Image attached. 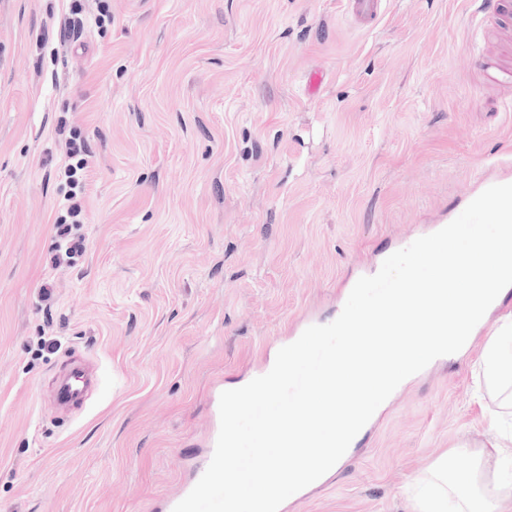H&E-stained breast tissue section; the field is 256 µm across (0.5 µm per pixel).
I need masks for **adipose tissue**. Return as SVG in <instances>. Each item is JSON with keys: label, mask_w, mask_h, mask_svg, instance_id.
Segmentation results:
<instances>
[{"label": "adipose tissue", "mask_w": 512, "mask_h": 512, "mask_svg": "<svg viewBox=\"0 0 512 512\" xmlns=\"http://www.w3.org/2000/svg\"><path fill=\"white\" fill-rule=\"evenodd\" d=\"M484 384L497 402L499 415L512 417V320L495 326L484 350ZM507 440H494L473 447L459 442L454 453L468 458L467 470L451 469L447 461L437 462L423 477L427 494L418 512H512V481L503 480L500 468L502 448Z\"/></svg>", "instance_id": "adipose-tissue-1"}]
</instances>
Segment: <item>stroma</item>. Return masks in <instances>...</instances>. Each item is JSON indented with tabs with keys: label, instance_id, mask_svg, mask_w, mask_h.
Returning a JSON list of instances; mask_svg holds the SVG:
<instances>
[{
	"label": "stroma",
	"instance_id": "stroma-1",
	"mask_svg": "<svg viewBox=\"0 0 512 512\" xmlns=\"http://www.w3.org/2000/svg\"><path fill=\"white\" fill-rule=\"evenodd\" d=\"M492 63L512 66V0H381L371 21L347 0H0V512H166L225 388L512 178ZM75 131L77 191L59 170ZM71 193L85 251L59 260ZM487 339L411 376L281 512H411L429 465L498 436ZM75 351L99 385L61 420L52 381Z\"/></svg>",
	"mask_w": 512,
	"mask_h": 512
}]
</instances>
